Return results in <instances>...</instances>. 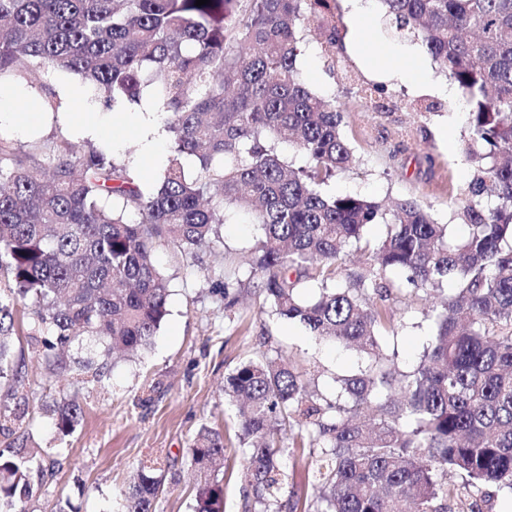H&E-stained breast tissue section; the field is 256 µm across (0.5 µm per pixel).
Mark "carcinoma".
Here are the masks:
<instances>
[{
  "instance_id": "1",
  "label": "carcinoma",
  "mask_w": 512,
  "mask_h": 512,
  "mask_svg": "<svg viewBox=\"0 0 512 512\" xmlns=\"http://www.w3.org/2000/svg\"><path fill=\"white\" fill-rule=\"evenodd\" d=\"M195 2L0 0V82L36 90L45 112L62 106L54 74L79 78L107 107L150 87L172 142L163 172L144 183L93 145L23 150L0 136V389L25 388L13 352L24 326L60 372L86 336L103 367L151 345L169 314L156 242L193 259L223 244L236 208L262 230L251 274L272 312L366 359L336 378L333 401L264 353L225 378L254 504L299 508L302 497L284 496L286 426L312 465L315 512H452L449 502L474 493L470 512L491 508L484 487L512 491V0H379L386 28L420 43L469 105L466 155L478 175L468 198L448 202L468 224L462 238L414 200L387 207L322 192L355 156L342 112L298 79L297 61L315 18L336 63V0ZM281 143L304 164L287 162ZM371 224L384 231L365 242L367 266L339 278ZM393 272L406 274L409 294L441 296L431 342L406 371L379 343L387 314L377 301L392 296ZM307 281L318 283L312 297ZM238 286L226 277L215 290L231 305ZM82 417L78 400L64 402L56 428L66 434ZM186 459L198 476L194 512H223L224 434L202 426ZM172 467L167 455L140 466L121 512H153L165 481L177 482ZM47 471L23 437L0 449V512L36 496Z\"/></svg>"
}]
</instances>
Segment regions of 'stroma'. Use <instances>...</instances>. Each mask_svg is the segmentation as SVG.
I'll list each match as a JSON object with an SVG mask.
<instances>
[{"mask_svg": "<svg viewBox=\"0 0 512 512\" xmlns=\"http://www.w3.org/2000/svg\"><path fill=\"white\" fill-rule=\"evenodd\" d=\"M336 18L348 70L331 66L320 49L324 35L315 29L298 62L300 78L341 110L342 132L359 159L357 166L330 179L324 192L380 201L412 199L429 206L436 222L448 225L452 235L463 237L467 227L449 210L448 201L466 193L477 174L475 164L462 155L469 136L465 100L435 63H428L423 81L411 83L400 76L397 57L420 52V45L382 32L377 23L352 31L347 0H337ZM382 47L394 57L386 61L385 72L375 74L366 63ZM376 85L385 88L379 112L363 97L365 89ZM54 86L63 101L57 115L40 113L34 129L4 126L0 135L22 146L61 135L80 144L86 139L81 124L95 116L113 126L111 138L98 139V146L135 167L144 179L162 172L170 140H163L158 157L146 156L139 133L102 110L80 79H58ZM259 234L251 217L235 210L222 228L223 247L203 250L197 259L185 258L167 242L156 243V262L170 279L169 315L152 344L133 358L99 372L85 369L83 361L95 350L86 341L69 349V368L60 376L32 349L27 336L15 337L14 354L27 386L0 405L22 415L29 447L56 463L27 503V512L60 507L66 512H118L140 463L165 453L181 459L205 424L224 432L219 471L224 512H253L252 496L241 478L237 408L222 391L225 377L265 352L309 369L320 390L330 395L337 376L362 364L354 350L309 336L301 326L264 310L248 263ZM225 275L242 282L231 306L211 288ZM432 305L429 299L396 294L386 301L391 323L381 331V346L400 369L412 368L427 346L433 334ZM74 397L82 402L84 416L69 435H59L54 406Z\"/></svg>", "mask_w": 512, "mask_h": 512, "instance_id": "obj_1", "label": "stroma"}]
</instances>
